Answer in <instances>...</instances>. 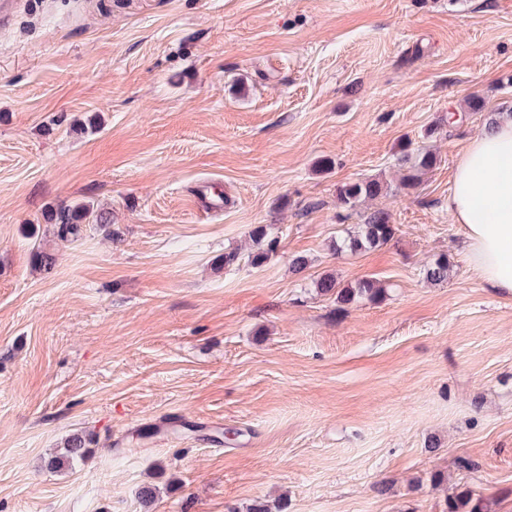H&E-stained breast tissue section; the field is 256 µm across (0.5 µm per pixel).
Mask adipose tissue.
Returning a JSON list of instances; mask_svg holds the SVG:
<instances>
[{"instance_id": "ef3b65f1", "label": "adipose tissue", "mask_w": 512, "mask_h": 512, "mask_svg": "<svg viewBox=\"0 0 512 512\" xmlns=\"http://www.w3.org/2000/svg\"><path fill=\"white\" fill-rule=\"evenodd\" d=\"M448 211L465 228L470 267L488 288L512 295V117H496L489 130L471 137Z\"/></svg>"}]
</instances>
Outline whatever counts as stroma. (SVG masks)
<instances>
[{
  "label": "stroma",
  "instance_id": "obj_1",
  "mask_svg": "<svg viewBox=\"0 0 512 512\" xmlns=\"http://www.w3.org/2000/svg\"><path fill=\"white\" fill-rule=\"evenodd\" d=\"M510 111L512 0H19L0 27V512H448L464 490L512 512V297L448 213L469 138ZM408 141L438 163L404 190ZM371 178L383 195L338 206ZM203 184L224 210L196 206ZM81 201L111 230L60 245L48 217ZM379 210L387 244L334 253ZM258 224L277 253L225 267ZM327 273L386 296L338 305ZM89 431L92 455L46 470ZM386 189L376 179L346 182L338 186L336 198L345 210H354L362 200L375 198Z\"/></svg>",
  "mask_w": 512,
  "mask_h": 512
}]
</instances>
